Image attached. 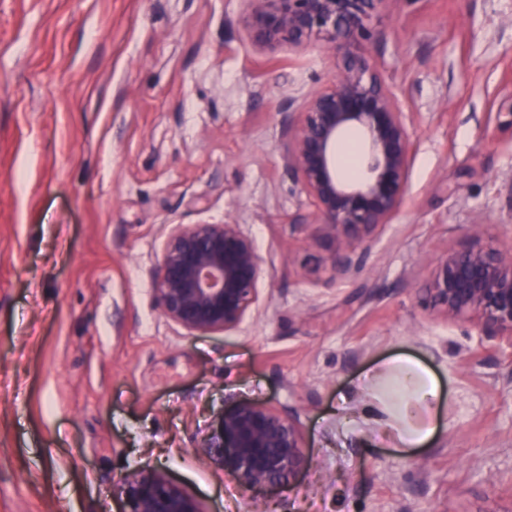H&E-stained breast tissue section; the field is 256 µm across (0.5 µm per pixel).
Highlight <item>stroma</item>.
Wrapping results in <instances>:
<instances>
[{"mask_svg":"<svg viewBox=\"0 0 512 512\" xmlns=\"http://www.w3.org/2000/svg\"><path fill=\"white\" fill-rule=\"evenodd\" d=\"M244 11L0 0V512H123L145 464L202 512H512V349L425 292L476 226L512 244V0L379 6L364 50L413 151L404 205L345 277L284 162L289 103L338 58L259 48ZM202 223L264 259L227 333H186L153 290L169 226ZM398 357L439 386L414 448L356 386ZM237 399L298 411L292 486L243 492L199 455Z\"/></svg>","mask_w":512,"mask_h":512,"instance_id":"35a3bbf8","label":"stroma"}]
</instances>
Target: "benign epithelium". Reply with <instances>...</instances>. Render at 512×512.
Listing matches in <instances>:
<instances>
[{
	"instance_id": "7a95c632",
	"label": "benign epithelium",
	"mask_w": 512,
	"mask_h": 512,
	"mask_svg": "<svg viewBox=\"0 0 512 512\" xmlns=\"http://www.w3.org/2000/svg\"><path fill=\"white\" fill-rule=\"evenodd\" d=\"M252 42L269 50H298L318 40L341 58L330 86L288 113V170L315 207L325 232L346 245L333 254L341 275L358 269L355 249L400 209L412 155L408 113L370 59L354 51L370 38L384 0H244ZM359 130L366 146L362 176L343 178L336 145ZM264 260L238 224H173L153 274L162 314L189 334L236 328L260 301ZM449 321L473 318L482 338L512 348V247L493 240L450 250L427 288ZM200 454L224 469L236 487L291 483L306 468L298 417L248 400L215 415ZM119 492L125 512H202L150 466L128 471Z\"/></svg>"
}]
</instances>
